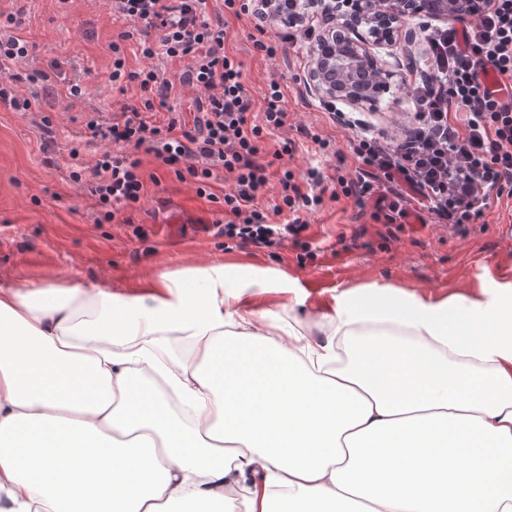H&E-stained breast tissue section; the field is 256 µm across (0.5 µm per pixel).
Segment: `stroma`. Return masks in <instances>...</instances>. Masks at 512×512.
<instances>
[{"mask_svg": "<svg viewBox=\"0 0 512 512\" xmlns=\"http://www.w3.org/2000/svg\"><path fill=\"white\" fill-rule=\"evenodd\" d=\"M23 5L21 34L34 43L36 57L18 70L49 72L57 93L39 113L24 115L0 103L1 283L76 279L88 287L124 292L163 270L214 262L271 267L297 278L307 301L295 307L287 297L270 295L261 299V306L307 322L328 311L337 292L375 281L439 300L457 293L480 295L492 281L512 282V198L490 200L482 223L470 226L466 234L435 224L385 241L371 207H360L343 195L328 197L311 215L305 233L313 257H302L300 247L289 240L275 248L228 249L216 227L224 218L222 208L200 198L192 182L178 181L144 153L142 174L156 182L131 212L130 223H96L88 191L69 177L78 165H92L94 156L85 152L72 159L69 147L84 132L80 114L113 116L139 98L137 87L121 94L109 80L108 44L126 22L113 14L109 0H23ZM207 13L224 17V48L243 63L253 112H260L270 81H278L284 90L288 123L268 133V145L294 141L296 150L287 163L295 173L301 176L316 168L330 180L355 175L357 163L350 150L355 132L396 138L407 128L414 112L406 88L408 73L425 69L424 30L441 25L435 18L417 19L410 24L411 36H398L390 46H371L380 65L393 75L389 93L371 110L341 102L331 106L309 90L311 40L281 44L269 58L253 49L257 31L251 14L225 12L222 0H209ZM74 79L84 90L77 104L66 96ZM44 115L52 120L51 131L39 127ZM316 134L330 141V149L313 142Z\"/></svg>", "mask_w": 512, "mask_h": 512, "instance_id": "1", "label": "stroma"}]
</instances>
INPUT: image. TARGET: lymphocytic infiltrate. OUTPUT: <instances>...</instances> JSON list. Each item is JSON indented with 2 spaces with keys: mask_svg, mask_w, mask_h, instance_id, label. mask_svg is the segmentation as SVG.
I'll return each mask as SVG.
<instances>
[{
  "mask_svg": "<svg viewBox=\"0 0 512 512\" xmlns=\"http://www.w3.org/2000/svg\"><path fill=\"white\" fill-rule=\"evenodd\" d=\"M207 2L112 0L129 27L109 45L110 81L120 91L137 84L142 95L116 119L96 111L83 114L84 145L94 148L95 160L88 171H71L70 178L87 185L97 223L111 222L146 196L137 156L142 149L177 179L193 178L198 196L222 203L228 220L221 232L228 241L269 248L289 238L301 244L309 228L307 214L323 201L325 177L316 169L301 177L284 169L279 204L270 211L259 206L269 159L295 150L289 141L276 150L266 143L267 131L287 123L284 94L278 82H271L262 118L253 120L243 64L226 53L224 22L209 19ZM483 3L474 22L429 32L431 65L409 85L416 110L402 141L387 147L375 136L357 134L358 175L336 178L342 194L360 202L372 198L382 184L398 186L394 200L377 204L373 213L388 234L404 231L413 201L439 223L464 231L483 219L491 197L512 198V0ZM24 14L21 7L0 11V101L28 113L52 98L55 89L45 71L23 77L11 70L35 53L18 33ZM130 40L139 46L142 69L126 66L124 44ZM161 61L180 67L178 82L200 92L193 120L174 112L165 122L154 121L155 112L167 108L173 84L158 69ZM24 80L33 84L31 94L19 92ZM218 169L231 180L220 195L210 184ZM274 211L288 212L289 222L271 223Z\"/></svg>",
  "mask_w": 512,
  "mask_h": 512,
  "instance_id": "1",
  "label": "lymphocytic infiltrate"
}]
</instances>
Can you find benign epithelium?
I'll return each instance as SVG.
<instances>
[{"mask_svg": "<svg viewBox=\"0 0 512 512\" xmlns=\"http://www.w3.org/2000/svg\"><path fill=\"white\" fill-rule=\"evenodd\" d=\"M267 16L288 25L305 8L322 18L312 45L308 86L314 93L354 107H372L391 75L378 66L367 43L391 45L400 28L420 16L466 19L474 0H262Z\"/></svg>", "mask_w": 512, "mask_h": 512, "instance_id": "benign-epithelium-1", "label": "benign epithelium"}]
</instances>
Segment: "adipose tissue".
I'll return each instance as SVG.
<instances>
[{
	"label": "adipose tissue",
	"mask_w": 512,
	"mask_h": 512,
	"mask_svg": "<svg viewBox=\"0 0 512 512\" xmlns=\"http://www.w3.org/2000/svg\"><path fill=\"white\" fill-rule=\"evenodd\" d=\"M266 294L306 303L223 263L133 293L0 284L7 512H512V282L344 290L322 343Z\"/></svg>",
	"instance_id": "ef3b65f1"
}]
</instances>
